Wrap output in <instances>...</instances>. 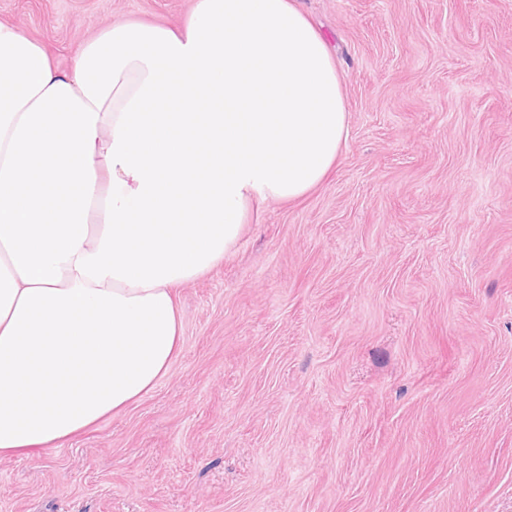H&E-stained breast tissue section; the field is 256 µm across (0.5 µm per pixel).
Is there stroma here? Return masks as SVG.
I'll return each mask as SVG.
<instances>
[{"label": "stroma", "mask_w": 512, "mask_h": 512, "mask_svg": "<svg viewBox=\"0 0 512 512\" xmlns=\"http://www.w3.org/2000/svg\"><path fill=\"white\" fill-rule=\"evenodd\" d=\"M192 0H0L62 71ZM343 80L325 181L176 290L155 388L0 457V512H512V0H297Z\"/></svg>", "instance_id": "obj_1"}]
</instances>
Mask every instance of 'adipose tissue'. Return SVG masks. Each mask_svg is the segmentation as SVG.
Masks as SVG:
<instances>
[{
  "label": "adipose tissue",
  "mask_w": 512,
  "mask_h": 512,
  "mask_svg": "<svg viewBox=\"0 0 512 512\" xmlns=\"http://www.w3.org/2000/svg\"><path fill=\"white\" fill-rule=\"evenodd\" d=\"M348 131L296 0L110 23L62 73L0 23V455L148 395L181 345L175 289L223 261L253 200L318 187Z\"/></svg>",
  "instance_id": "ef3b65f1"
}]
</instances>
